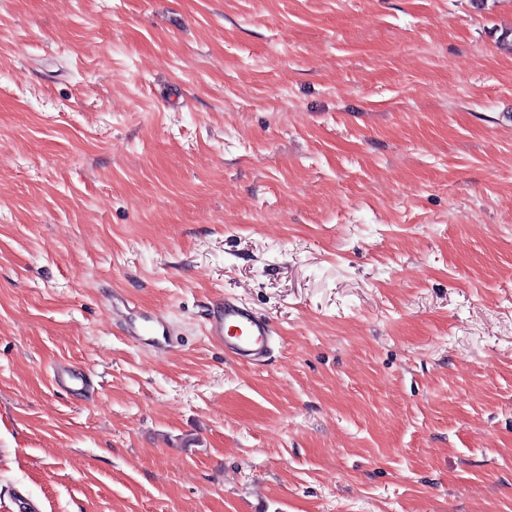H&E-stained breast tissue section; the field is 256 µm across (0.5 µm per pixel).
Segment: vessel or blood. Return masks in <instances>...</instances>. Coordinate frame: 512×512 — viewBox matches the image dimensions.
I'll use <instances>...</instances> for the list:
<instances>
[{
    "label": "vessel or blood",
    "mask_w": 512,
    "mask_h": 512,
    "mask_svg": "<svg viewBox=\"0 0 512 512\" xmlns=\"http://www.w3.org/2000/svg\"><path fill=\"white\" fill-rule=\"evenodd\" d=\"M137 335L168 336L169 326L163 316L149 313L142 316ZM209 338L223 345L226 353L238 361L249 362L265 351L274 336L269 319L260 317L243 302L227 297L214 309L207 328ZM54 380L66 392L83 399L92 398V378L80 369L69 368L55 372Z\"/></svg>",
    "instance_id": "vessel-or-blood-1"
}]
</instances>
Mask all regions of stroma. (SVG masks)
Listing matches in <instances>:
<instances>
[{"mask_svg":"<svg viewBox=\"0 0 512 512\" xmlns=\"http://www.w3.org/2000/svg\"><path fill=\"white\" fill-rule=\"evenodd\" d=\"M510 38L512 0H0V512H512ZM227 296L266 357L207 338ZM136 336H148L151 339H157L156 336H169V326L165 318L155 313H147L141 317L137 330L134 331ZM66 376V377H65ZM54 380L58 386L71 395L82 399H90L94 394L92 378L80 369H65L62 372H55Z\"/></svg>","mask_w":512,"mask_h":512,"instance_id":"stroma-1","label":"stroma"}]
</instances>
